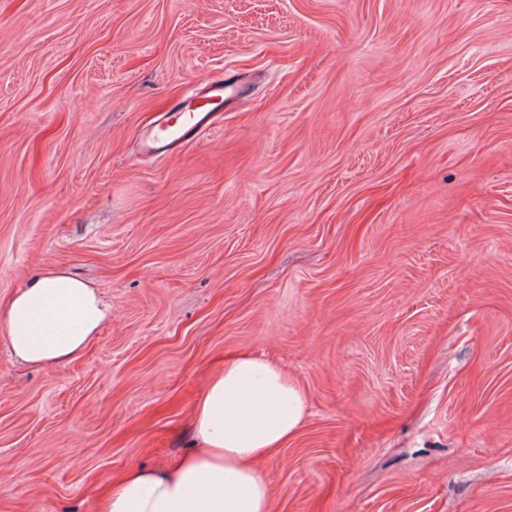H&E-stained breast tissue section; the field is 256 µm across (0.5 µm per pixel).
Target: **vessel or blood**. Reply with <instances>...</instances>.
<instances>
[{
    "mask_svg": "<svg viewBox=\"0 0 512 512\" xmlns=\"http://www.w3.org/2000/svg\"><path fill=\"white\" fill-rule=\"evenodd\" d=\"M239 90L235 81H207L203 93L183 97L151 126L139 130L143 153L156 157L180 154L201 135L221 125V105L233 101Z\"/></svg>",
    "mask_w": 512,
    "mask_h": 512,
    "instance_id": "1",
    "label": "vessel or blood"
}]
</instances>
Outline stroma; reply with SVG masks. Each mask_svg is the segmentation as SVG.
Returning a JSON list of instances; mask_svg holds the SVG:
<instances>
[{
  "instance_id": "stroma-1",
  "label": "stroma",
  "mask_w": 512,
  "mask_h": 512,
  "mask_svg": "<svg viewBox=\"0 0 512 512\" xmlns=\"http://www.w3.org/2000/svg\"><path fill=\"white\" fill-rule=\"evenodd\" d=\"M54 269L112 316L50 367L0 329V512L186 452L231 352L306 397L273 512H512V0H0V311ZM240 86L238 81L212 79L206 82L205 93L183 97L151 126L139 130L143 153L156 157L180 154L201 135L221 125L223 114L218 108L224 101H233Z\"/></svg>"
}]
</instances>
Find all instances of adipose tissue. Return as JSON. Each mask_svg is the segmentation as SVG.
<instances>
[{"label":"adipose tissue","instance_id":"obj_1","mask_svg":"<svg viewBox=\"0 0 512 512\" xmlns=\"http://www.w3.org/2000/svg\"><path fill=\"white\" fill-rule=\"evenodd\" d=\"M109 316L95 288L56 269L33 277L4 316L14 358L47 366L73 359ZM306 399L287 369L248 353L226 355L191 415L194 452L154 469H130L96 512H272L260 468L291 439Z\"/></svg>","mask_w":512,"mask_h":512}]
</instances>
